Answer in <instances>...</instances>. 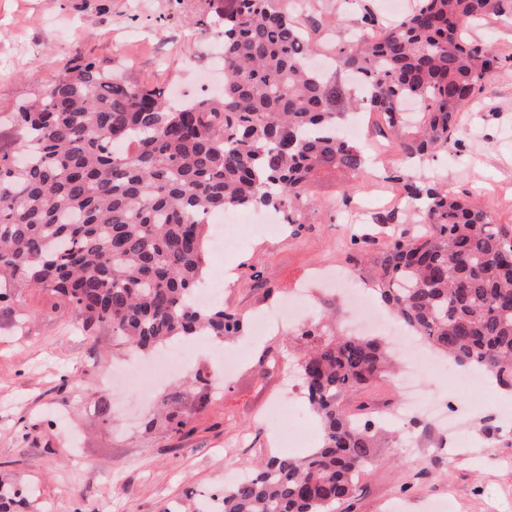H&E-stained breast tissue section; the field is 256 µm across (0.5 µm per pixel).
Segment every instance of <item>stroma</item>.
I'll return each mask as SVG.
<instances>
[{
  "label": "stroma",
  "instance_id": "1",
  "mask_svg": "<svg viewBox=\"0 0 512 512\" xmlns=\"http://www.w3.org/2000/svg\"><path fill=\"white\" fill-rule=\"evenodd\" d=\"M226 0H0V146H12L10 118L17 105L47 80L67 70L75 56L111 67L126 81L159 87L185 101L203 98L209 71L219 62L216 29L198 25L218 18ZM326 26L310 30L324 47L347 40L371 9L381 24L393 22L385 0H313ZM346 22L335 26L337 15ZM470 41L503 59L470 112L461 117L457 150L434 160L404 165L388 153L343 201L338 175H319L307 194L318 210L314 224L278 225L257 234L236 227L223 257L206 256L207 267L224 264V306L246 317L288 301L317 271L356 276L355 236L378 233L374 221L350 223L356 205L389 209L398 192L393 175L438 181L450 193L470 196L498 223L512 224V15L470 27ZM303 345L290 326L263 336H229L225 353L237 368L221 387L191 383L177 372L153 394L113 383L129 366L110 326L85 330L77 313L38 290H25L12 312L0 313V480L22 487L28 512H169L170 508L223 490L235 473L282 453L299 455L303 441L317 443L320 426L291 418L266 422L267 406L283 397L296 378ZM465 375L446 358L419 380L423 400H448L467 434L458 447H440L428 424L400 425L389 447L359 482L351 512H512V388L483 376L466 387ZM403 394L395 378L348 394L350 412L397 408Z\"/></svg>",
  "mask_w": 512,
  "mask_h": 512
}]
</instances>
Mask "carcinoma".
Here are the masks:
<instances>
[{"label": "carcinoma", "instance_id": "carcinoma-1", "mask_svg": "<svg viewBox=\"0 0 512 512\" xmlns=\"http://www.w3.org/2000/svg\"><path fill=\"white\" fill-rule=\"evenodd\" d=\"M232 0L213 22L224 38V94L181 107L161 88L128 83L77 62L15 113L21 137L0 150V312L37 288L74 309L86 329L112 326L119 344L148 351L175 340L241 331L243 317L194 303L204 283V215L273 209L288 223L324 170L351 196L368 150L338 129L346 109L383 117L389 147L408 159L456 147L463 112L501 64L465 37L475 22L512 14V0H418L370 37L374 18L332 52L349 85L309 65L319 53L297 22L310 0ZM424 231L402 229L366 251L365 283L399 322L458 365L512 387V224L481 204L402 175ZM298 361L320 444L302 457L271 456L213 495L221 512H332L356 497L360 475L385 444L343 398L382 376L374 338L317 323ZM22 492L0 489V512Z\"/></svg>", "mask_w": 512, "mask_h": 512}]
</instances>
